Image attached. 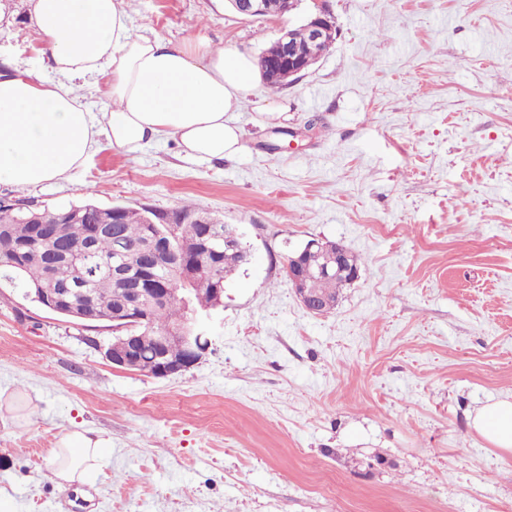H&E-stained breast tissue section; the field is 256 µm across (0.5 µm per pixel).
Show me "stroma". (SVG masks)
I'll return each instance as SVG.
<instances>
[{
    "instance_id": "35a3bbf8",
    "label": "stroma",
    "mask_w": 512,
    "mask_h": 512,
    "mask_svg": "<svg viewBox=\"0 0 512 512\" xmlns=\"http://www.w3.org/2000/svg\"><path fill=\"white\" fill-rule=\"evenodd\" d=\"M0 72H53L27 0H0ZM338 36L299 80L257 83L241 161L173 140L102 148L67 180L0 199L220 216L251 257L224 284L202 359L121 370L105 323L75 324L0 286V488L14 512H512V456L470 427L512 396V0H331ZM134 33L259 56L287 19L220 0H128ZM284 100L281 123L258 104ZM302 133L289 148V132ZM313 239L363 264L309 314L286 257ZM103 432L94 482L57 485L59 435Z\"/></svg>"
}]
</instances>
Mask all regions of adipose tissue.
Returning <instances> with one entry per match:
<instances>
[{"label":"adipose tissue","mask_w":512,"mask_h":512,"mask_svg":"<svg viewBox=\"0 0 512 512\" xmlns=\"http://www.w3.org/2000/svg\"><path fill=\"white\" fill-rule=\"evenodd\" d=\"M54 79L23 71L0 75V180L20 189L65 179L100 142L136 151L174 140L182 158L241 160L235 115L259 77L251 56L212 48L207 37L175 45L132 31L126 0H28ZM103 75L107 119L88 110L75 78ZM470 426L512 454V398L478 409ZM109 445L94 430L63 433L51 454L58 483H86Z\"/></svg>","instance_id":"adipose-tissue-1"}]
</instances>
